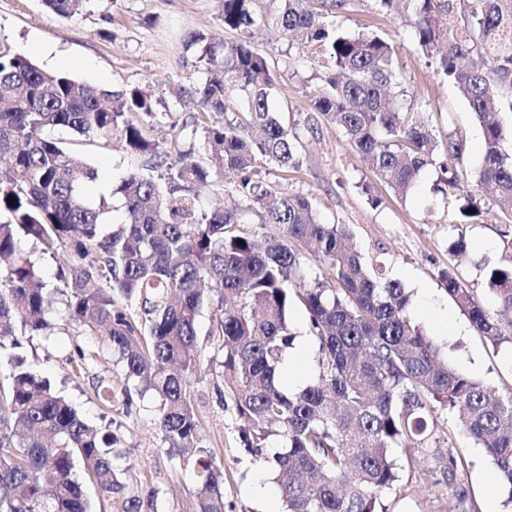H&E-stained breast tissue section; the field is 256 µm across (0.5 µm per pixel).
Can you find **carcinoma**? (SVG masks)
Instances as JSON below:
<instances>
[{
    "mask_svg": "<svg viewBox=\"0 0 512 512\" xmlns=\"http://www.w3.org/2000/svg\"><path fill=\"white\" fill-rule=\"evenodd\" d=\"M399 1L412 15L416 45L482 126L477 186L497 198L504 242L485 266V287L511 311L512 132L490 114L512 112V0H375L376 9ZM43 2L71 18L86 0ZM279 2L259 16L253 0H220L224 28L241 38H187L186 48L224 77L178 90L195 115L178 127L172 160L147 137L156 118L151 95L94 90L0 45V160L10 162L0 174V360L7 361L0 512H92L74 477L78 460L103 496L125 495V512L140 507L113 466L116 435L81 417L20 354L26 340L50 335L47 303L57 292L78 335L104 336L127 381L159 399L157 429L193 476L195 512H225L224 466L197 446L193 393L204 343L199 318L215 293L206 335L221 338L224 388L249 423L244 445L273 473L284 512H377L379 497L414 467L412 455L399 461L395 449L423 447L443 411L454 419L446 441L459 433L484 448L512 503V393L500 395L440 357L412 320L404 285L382 261L347 246L345 225L322 222L311 198L258 179L264 164L288 173L302 161L297 133L270 109L274 79L251 31L291 32L315 50L323 87L311 99L309 130L321 121L336 127L375 178L402 197L435 170L433 195L444 203L454 197L465 218L448 248L454 256L467 249L468 220L486 213L466 185V139L453 130L440 141L419 112L394 104L404 77L390 43L326 21L351 0ZM55 130L148 155L153 173L131 172L112 193L90 198L84 188L97 171L77 163L50 136ZM201 130L208 162L195 150ZM227 177L235 193L203 208L197 186L222 187ZM268 224L281 235L263 233ZM21 236L33 241L32 251L19 248ZM306 248L322 265L313 279L303 270ZM59 253L69 256L57 275L63 287L49 288L39 258ZM442 280L486 342L495 347L512 335V323L497 320L454 268ZM297 306L318 356L311 382L294 391L281 369L296 339ZM461 466L448 456L437 483L452 484Z\"/></svg>",
    "mask_w": 512,
    "mask_h": 512,
    "instance_id": "cac0c4a2",
    "label": "carcinoma"
}]
</instances>
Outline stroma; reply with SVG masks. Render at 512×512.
<instances>
[{
  "mask_svg": "<svg viewBox=\"0 0 512 512\" xmlns=\"http://www.w3.org/2000/svg\"><path fill=\"white\" fill-rule=\"evenodd\" d=\"M345 31L374 32L395 49L404 67V96L398 104L415 102L437 138L458 130L466 138L468 173H476L483 151L482 130L467 103L452 84L441 79L413 42L412 18L402 8L378 13L372 0H352L336 19ZM209 41L236 40L220 17L219 0H88L84 9L69 19L46 11L41 0H0V43L21 53L28 35L67 51L77 66L70 75L96 89L137 87L151 93L157 117L148 129L160 149H170L174 124L188 121L174 90L205 81L206 66L197 64L194 50L185 46L189 34ZM277 82L275 109L299 136L303 159L300 172L281 175L266 167V180L312 198L320 217L346 225L353 245L364 255L377 246L387 251L389 276L399 279L411 295V314L458 370L485 381L501 394L512 393V344L494 347L475 334L465 314L442 289L440 274L455 266L470 287L484 290L485 262L497 258L503 244L493 217L476 221L467 231L468 246L462 257L448 252L457 236L460 217L456 206L425 211L432 202L431 185L436 172L426 173L414 193L402 199L386 187L378 192L384 202L371 207L364 192L374 177L358 153L335 127L322 125L317 132L306 128L311 113L310 97L321 81L314 66L304 59L303 48L284 34L255 30ZM82 161L98 171L96 182L86 185L87 195L111 192L123 177L146 164L147 159L128 153L120 144L75 146ZM54 303V336L33 337L23 354L28 365L46 377L77 409L97 424L116 430L121 443L115 448V464L133 480V495L141 501L140 512H192L191 477L178 457L166 454L156 428L154 397L125 398L123 368L106 347L104 337L80 336ZM99 351L93 362L70 361L75 345ZM216 344L201 352V379L194 388L195 408L201 430L200 447L209 449L224 465L226 512H266L267 499L276 486L269 469L245 450V423L232 404L224 403V382L211 358ZM454 454L465 465L453 487L436 484L442 458ZM415 468L404 474L381 497L386 512H454L458 494H465L475 512H484L488 496H495L501 512H512L506 492L495 480L483 449L472 440L459 439L455 447L428 442L414 453Z\"/></svg>",
  "mask_w": 512,
  "mask_h": 512,
  "instance_id": "1",
  "label": "stroma"
}]
</instances>
